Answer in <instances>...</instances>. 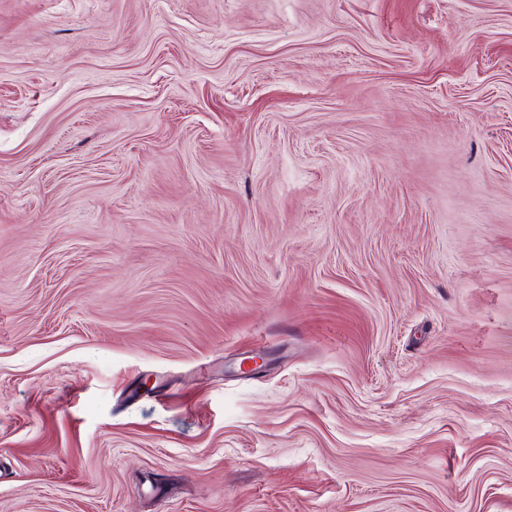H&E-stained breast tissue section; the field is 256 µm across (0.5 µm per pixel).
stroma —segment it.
Masks as SVG:
<instances>
[{
	"label": "stroma",
	"instance_id": "obj_1",
	"mask_svg": "<svg viewBox=\"0 0 512 512\" xmlns=\"http://www.w3.org/2000/svg\"><path fill=\"white\" fill-rule=\"evenodd\" d=\"M0 512H512V0H0Z\"/></svg>",
	"mask_w": 512,
	"mask_h": 512
}]
</instances>
